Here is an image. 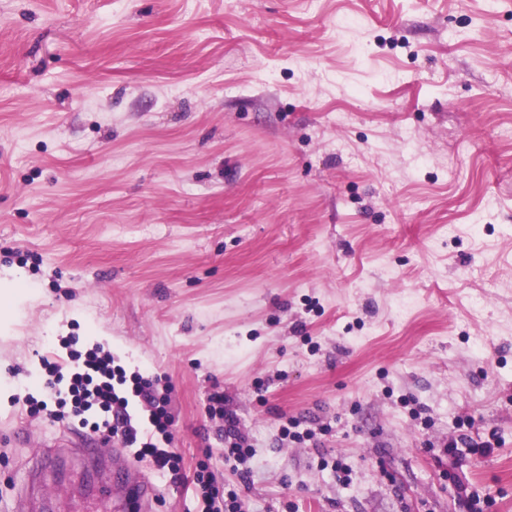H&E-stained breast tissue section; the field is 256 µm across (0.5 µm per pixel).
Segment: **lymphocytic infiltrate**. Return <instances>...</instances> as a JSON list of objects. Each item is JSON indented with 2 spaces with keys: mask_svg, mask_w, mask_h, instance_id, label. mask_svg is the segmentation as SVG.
I'll use <instances>...</instances> for the list:
<instances>
[{
  "mask_svg": "<svg viewBox=\"0 0 512 512\" xmlns=\"http://www.w3.org/2000/svg\"><path fill=\"white\" fill-rule=\"evenodd\" d=\"M62 345L68 348L73 367L65 375L56 363L43 361L46 396L38 400L24 395L30 412L37 414L47 410L48 406H55L57 415H72L82 427L121 435L126 446L135 449L137 457L150 458L157 470H177L179 457L169 448L168 399L159 389L157 378L127 372L111 353L102 348L94 347L81 353L71 350L70 340H63ZM133 397L138 398L146 412L150 434H142L133 423L128 410L129 400ZM208 413L224 420L226 462L243 464L253 457L254 450L240 434L235 416L224 409L222 394L210 396ZM193 481L201 490L203 512H240L237 492L218 486L207 463H200Z\"/></svg>",
  "mask_w": 512,
  "mask_h": 512,
  "instance_id": "1",
  "label": "lymphocytic infiltrate"
}]
</instances>
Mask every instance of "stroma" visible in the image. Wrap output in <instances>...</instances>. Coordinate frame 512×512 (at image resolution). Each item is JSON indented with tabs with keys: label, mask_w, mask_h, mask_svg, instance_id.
Listing matches in <instances>:
<instances>
[{
	"label": "stroma",
	"mask_w": 512,
	"mask_h": 512,
	"mask_svg": "<svg viewBox=\"0 0 512 512\" xmlns=\"http://www.w3.org/2000/svg\"><path fill=\"white\" fill-rule=\"evenodd\" d=\"M71 335L169 386L155 512H512V0H0V512ZM208 414L224 418V460L229 463H246L254 455V448L239 433L237 420L232 413L224 410V395L216 393L208 398ZM193 483L200 487L204 512H240L237 492L234 489L226 492V487L223 489L218 486L204 461H201Z\"/></svg>",
	"instance_id": "stroma-1"
}]
</instances>
